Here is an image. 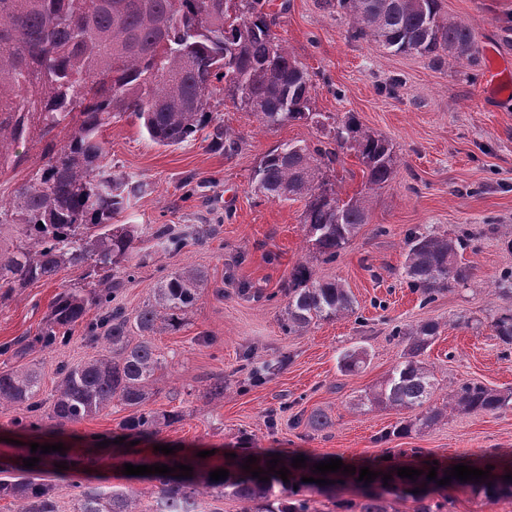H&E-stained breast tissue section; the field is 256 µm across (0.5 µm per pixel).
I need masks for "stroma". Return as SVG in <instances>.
I'll return each instance as SVG.
<instances>
[{"label":"stroma","instance_id":"1","mask_svg":"<svg viewBox=\"0 0 512 512\" xmlns=\"http://www.w3.org/2000/svg\"><path fill=\"white\" fill-rule=\"evenodd\" d=\"M440 8L449 20L471 27L480 52H492L502 66L512 67V0H440ZM266 12L273 33L310 76L317 121L268 128L219 89L211 100L213 119L237 140L234 152L211 148L200 137L178 147L159 146L128 113L102 132L113 174L145 185L115 223L217 227L207 240L153 252L116 294L117 304L132 311L152 298L168 273L198 269L208 278L181 327L160 324L151 337L169 359L155 375L152 407L179 419L161 425L154 439L143 441L142 451L159 442L378 462L399 449L419 448L425 462L497 464L500 454L512 453V405L495 413L452 410L435 426L394 437L391 429L410 410L361 407L357 399L400 361L404 344L397 330L427 321L439 325L423 356L438 380V405L464 383L512 392V346L503 345L490 325L493 315L512 313V97L488 92L486 64L463 68L449 57L395 55L370 39L351 37L349 16L324 0H269ZM350 113L363 129L391 141L398 167L390 182L372 191L354 153L341 154L338 189L345 199L366 197L367 222L326 263L307 239L303 201L267 198L258 192L254 172L268 150L327 140ZM18 151L23 162L0 169V199H10L45 162L40 143L19 144ZM412 231L463 238L461 260L473 267L470 280L423 303L403 277ZM301 264L322 281L340 283L355 311L287 335L280 328L282 290ZM86 285L85 268L67 267L1 303L0 343L33 337L57 293ZM84 334V325H76L70 340L27 356L41 379L42 413L50 411L59 365L104 352V344H86ZM352 347L366 350V363L346 374L338 355ZM247 359L273 362L277 369L254 383L242 367ZM214 376L223 377L226 390L223 399L210 402L202 394ZM316 410L331 420L320 433L301 422ZM128 416L127 409L112 406L44 439L82 453L93 447L95 435H117ZM121 462L104 457L87 483L132 490L141 512H152L153 482L115 478Z\"/></svg>","mask_w":512,"mask_h":512}]
</instances>
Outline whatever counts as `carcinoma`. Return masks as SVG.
<instances>
[{"label": "carcinoma", "mask_w": 512, "mask_h": 512, "mask_svg": "<svg viewBox=\"0 0 512 512\" xmlns=\"http://www.w3.org/2000/svg\"><path fill=\"white\" fill-rule=\"evenodd\" d=\"M266 0H0V167L21 157L13 146L29 139L46 141L47 161L12 198L0 201V225L11 224L18 243L0 251V302L42 279H51L68 266L89 268L86 288H65L56 295L44 326L28 341L0 346V356L14 365L0 367V411L23 409L14 419L22 428L42 426L41 404L34 401L40 381L33 369L19 362L35 352H45L68 338L91 308L96 317L86 324L85 340L106 343L110 355L59 367L60 382L52 395L56 424L79 423L116 402L130 410L121 430L148 438L160 427L159 414L149 408L154 396L156 370L167 364L150 340L157 322L171 327L198 301L207 278L189 269L163 279L153 299L129 313L113 305L115 294L133 257L144 263L148 254L136 250L142 231L137 224H114L112 216L124 209L127 199L142 184L112 177L105 163L107 151L102 129L126 113L141 121L149 137L162 146H178L196 138L207 127L210 145L235 151L231 133L211 125L213 81L224 83V93L234 103L258 117L266 127L315 119L310 108L312 85L306 72L291 58L271 31L264 11ZM338 5L353 22V35L370 37L393 54L416 53L440 60L450 54L470 65L478 62L472 29L449 22L440 12L439 0H326ZM69 129L64 144L47 137L58 128ZM336 147L354 151L364 166L368 188H381L393 179L397 157L390 142L364 130L354 115L333 128ZM336 160V152L319 143L283 144L268 151L255 171L258 190L279 201L304 200L302 223L318 257L332 262L359 227L366 223L363 198L342 202L323 168ZM215 233L212 224H159L151 238L163 251L182 248L187 240L204 241ZM404 276L421 291L424 301L472 276V267L458 261L462 243L446 235L407 236ZM281 329L286 334L305 330L321 321L347 315L354 299L337 282L314 278L306 264L291 273ZM499 340L512 345V313L492 318ZM434 322L397 332L406 342L402 361L386 380L366 394L371 405L419 410L388 435L407 436L445 417V409L432 403L434 373L420 360L434 343ZM366 351L352 348L340 354L338 364L352 373L365 363ZM512 393L503 394L478 383H466L448 395V406L460 413L497 412L509 406ZM274 449L241 454L220 468L225 479H210L213 468L195 453L173 452L157 461L131 457L138 465L176 464L193 467L195 484L175 471L149 479L157 488L153 512H202L201 495L218 490L243 504L242 512H319L306 491L316 485L311 477L315 459L292 467L280 456L277 468L289 470L288 481L268 471ZM257 461L242 469L247 457ZM60 462L69 466L70 485L77 489L75 512H136L135 496L115 486L84 483L85 471L96 463L90 454L65 452L42 458L32 469L24 464L0 462V498L19 503L18 512H59L55 488L39 477L42 468ZM417 480L401 478L397 467L374 466L371 471L391 475L398 494L412 497L416 512H444L447 502L435 500L442 486L437 481L451 471L437 466V480L426 475ZM260 469L269 477L252 476ZM511 467L489 471L476 482H460L488 500L511 493L503 487ZM418 488L420 492L411 493ZM349 512H389L380 493L364 492L355 504L339 502Z\"/></svg>", "instance_id": "cac0c4a2"}]
</instances>
